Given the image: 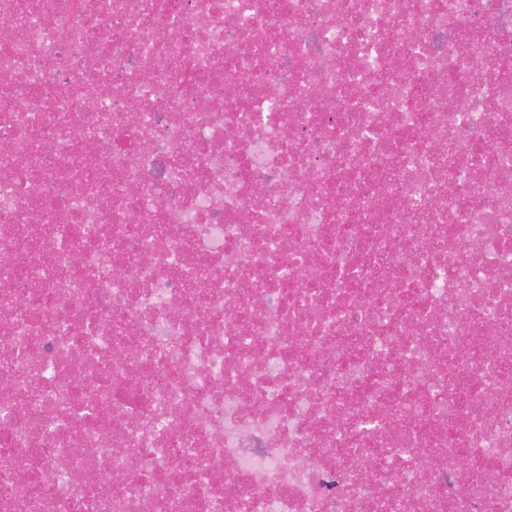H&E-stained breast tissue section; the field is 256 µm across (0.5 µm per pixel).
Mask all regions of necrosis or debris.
<instances>
[{
    "mask_svg": "<svg viewBox=\"0 0 512 512\" xmlns=\"http://www.w3.org/2000/svg\"><path fill=\"white\" fill-rule=\"evenodd\" d=\"M0 512H512V0H0Z\"/></svg>",
    "mask_w": 512,
    "mask_h": 512,
    "instance_id": "obj_1",
    "label": "necrosis or debris"
}]
</instances>
